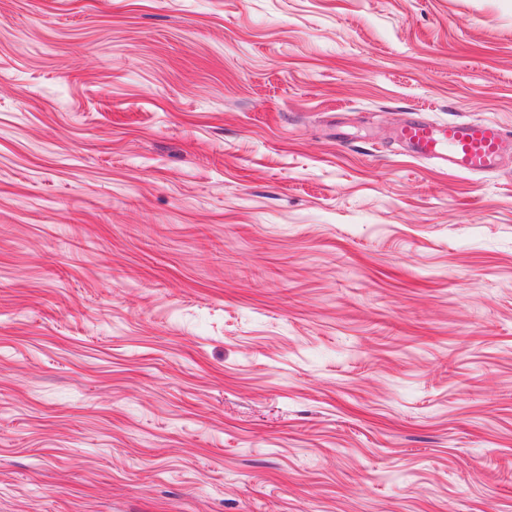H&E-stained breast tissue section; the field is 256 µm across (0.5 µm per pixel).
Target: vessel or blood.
<instances>
[{"instance_id": "1", "label": "vessel or blood", "mask_w": 512, "mask_h": 512, "mask_svg": "<svg viewBox=\"0 0 512 512\" xmlns=\"http://www.w3.org/2000/svg\"><path fill=\"white\" fill-rule=\"evenodd\" d=\"M395 139L419 159L435 161L452 173L474 174L499 168L512 133L491 120L435 124L418 117L399 126Z\"/></svg>"}]
</instances>
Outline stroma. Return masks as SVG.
Segmentation results:
<instances>
[{
    "label": "stroma",
    "instance_id": "obj_1",
    "mask_svg": "<svg viewBox=\"0 0 512 512\" xmlns=\"http://www.w3.org/2000/svg\"><path fill=\"white\" fill-rule=\"evenodd\" d=\"M512 0H0V512H512ZM395 140L413 156L433 160L449 172L474 174L499 168L511 136L491 120L435 124L418 117L399 126Z\"/></svg>",
    "mask_w": 512,
    "mask_h": 512
}]
</instances>
